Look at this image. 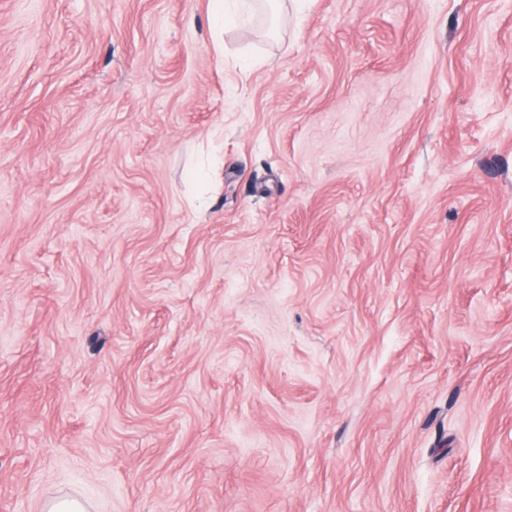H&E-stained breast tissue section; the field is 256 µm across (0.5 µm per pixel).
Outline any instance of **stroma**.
<instances>
[{"instance_id": "35a3bbf8", "label": "stroma", "mask_w": 512, "mask_h": 512, "mask_svg": "<svg viewBox=\"0 0 512 512\" xmlns=\"http://www.w3.org/2000/svg\"><path fill=\"white\" fill-rule=\"evenodd\" d=\"M0 0V512H512V0Z\"/></svg>"}]
</instances>
